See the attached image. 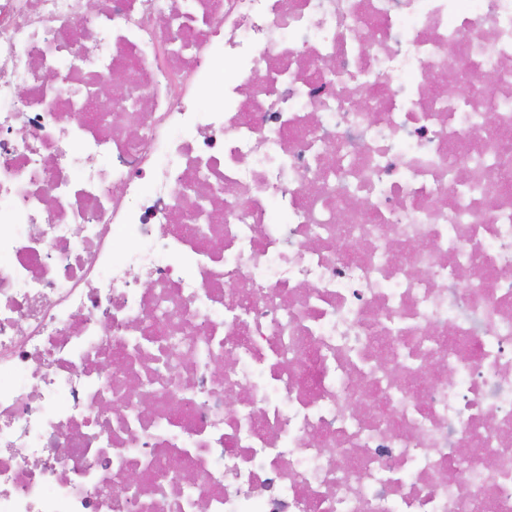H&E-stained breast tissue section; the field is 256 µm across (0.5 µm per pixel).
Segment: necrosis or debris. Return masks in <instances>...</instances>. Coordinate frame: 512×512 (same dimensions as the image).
Here are the masks:
<instances>
[{"mask_svg": "<svg viewBox=\"0 0 512 512\" xmlns=\"http://www.w3.org/2000/svg\"><path fill=\"white\" fill-rule=\"evenodd\" d=\"M173 2L0 0V512H512V0Z\"/></svg>", "mask_w": 512, "mask_h": 512, "instance_id": "obj_1", "label": "necrosis or debris"}]
</instances>
